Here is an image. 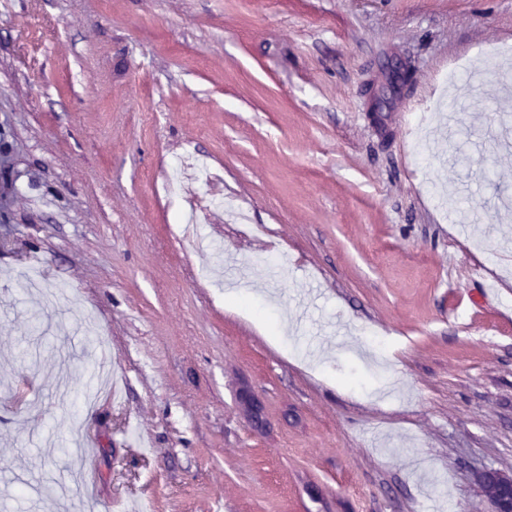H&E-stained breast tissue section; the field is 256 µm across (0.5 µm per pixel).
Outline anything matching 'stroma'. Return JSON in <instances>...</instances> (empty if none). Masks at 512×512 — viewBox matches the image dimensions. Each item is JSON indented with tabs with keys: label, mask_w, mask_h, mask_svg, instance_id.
Wrapping results in <instances>:
<instances>
[{
	"label": "stroma",
	"mask_w": 512,
	"mask_h": 512,
	"mask_svg": "<svg viewBox=\"0 0 512 512\" xmlns=\"http://www.w3.org/2000/svg\"><path fill=\"white\" fill-rule=\"evenodd\" d=\"M505 45L512 0H0V512H485Z\"/></svg>",
	"instance_id": "obj_1"
}]
</instances>
